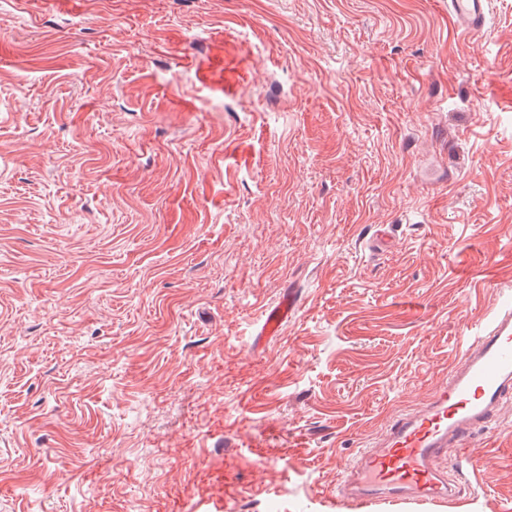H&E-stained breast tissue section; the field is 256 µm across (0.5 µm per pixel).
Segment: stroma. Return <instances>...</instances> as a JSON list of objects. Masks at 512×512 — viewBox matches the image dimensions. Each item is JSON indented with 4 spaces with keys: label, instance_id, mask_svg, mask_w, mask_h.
I'll return each mask as SVG.
<instances>
[{
    "label": "stroma",
    "instance_id": "obj_1",
    "mask_svg": "<svg viewBox=\"0 0 512 512\" xmlns=\"http://www.w3.org/2000/svg\"><path fill=\"white\" fill-rule=\"evenodd\" d=\"M491 8L0 0V512H337L512 305ZM462 454L451 512H512V402ZM488 0H448V14L467 34L482 31L487 22ZM299 308V297H297L295 290H283L279 300L265 309L254 338V348H262L268 342L279 336L283 324L287 322L288 317L295 314Z\"/></svg>",
    "mask_w": 512,
    "mask_h": 512
}]
</instances>
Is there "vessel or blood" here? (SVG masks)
<instances>
[{
	"label": "vessel or blood",
	"mask_w": 512,
	"mask_h": 512,
	"mask_svg": "<svg viewBox=\"0 0 512 512\" xmlns=\"http://www.w3.org/2000/svg\"><path fill=\"white\" fill-rule=\"evenodd\" d=\"M458 29L474 34L487 22L488 0H448ZM294 290H283L263 313L254 338L262 348L279 336L299 309ZM512 399V307L478 325L462 341V353L420 408L394 416L383 437L359 449L346 465L336 503L415 504L445 507L459 492L448 480L446 463L462 466L460 455L478 431L487 429Z\"/></svg>",
	"instance_id": "b4317fda"
}]
</instances>
